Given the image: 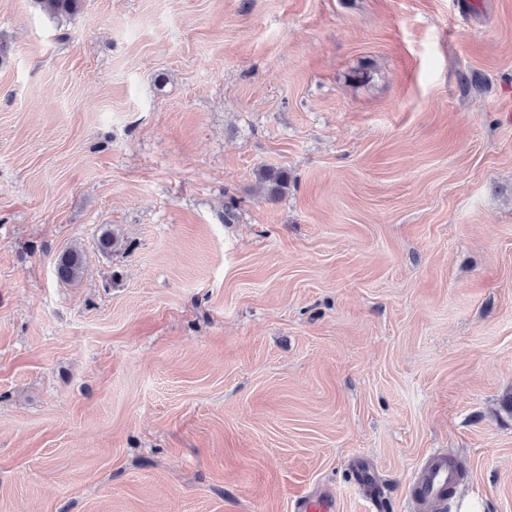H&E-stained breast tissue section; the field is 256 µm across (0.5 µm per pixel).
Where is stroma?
I'll use <instances>...</instances> for the list:
<instances>
[{"label":"stroma","mask_w":512,"mask_h":512,"mask_svg":"<svg viewBox=\"0 0 512 512\" xmlns=\"http://www.w3.org/2000/svg\"><path fill=\"white\" fill-rule=\"evenodd\" d=\"M0 46V512H512V0H0ZM32 2L45 16L59 20L79 13L83 0H33ZM256 185L263 195L269 199L281 198L288 193V172L282 169L260 167L256 172ZM85 256L78 246H70L59 252L55 258L57 277L66 283L77 282L84 270ZM444 457L432 458L413 477V497L417 503L431 504L443 500L457 482L458 471ZM340 500L328 486L318 487L313 492L295 500L294 512H340Z\"/></svg>","instance_id":"stroma-1"}]
</instances>
